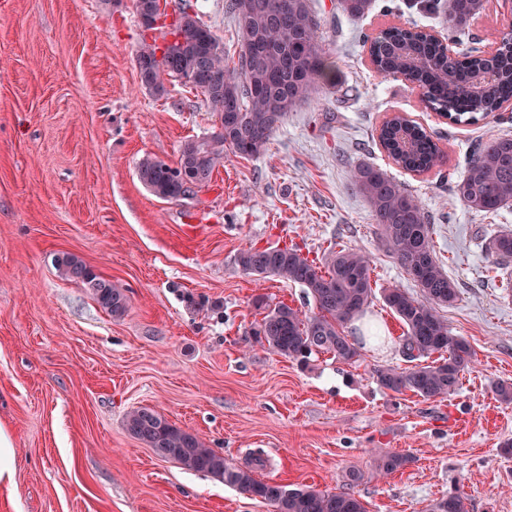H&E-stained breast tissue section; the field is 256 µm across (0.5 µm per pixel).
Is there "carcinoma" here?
Wrapping results in <instances>:
<instances>
[{"label":"carcinoma","instance_id":"carcinoma-1","mask_svg":"<svg viewBox=\"0 0 512 512\" xmlns=\"http://www.w3.org/2000/svg\"><path fill=\"white\" fill-rule=\"evenodd\" d=\"M373 3L337 0L336 9L362 18ZM484 3L449 0L448 28L463 29L485 9ZM134 8L145 29H155V19L165 29L162 46L145 42L136 50L142 85L161 93L167 79L182 80L201 92L217 123L211 136L184 141L173 165L151 156L140 160L137 177L159 199L179 200L192 187L208 185L227 146L241 157L259 155L288 112L317 85L334 80L309 0H227L225 10L240 34L233 64L222 39L202 22L192 0L174 3L169 24L160 0H134ZM369 52L379 74L404 72L420 88L425 108L444 112L456 123L475 124L512 101V38L494 56L477 49L450 55L423 28L390 27L371 39ZM378 139L394 164L409 172L430 169L441 154L431 134L401 113L387 119ZM352 180L371 206L380 243L421 291L418 298L401 288L384 290L387 306L406 327L402 353L410 360L438 355L411 368L380 367L374 370L376 383L396 394L411 391L425 400L447 397L456 392L474 352L464 337L452 334L439 313V308L457 299L458 289L434 253L429 215L417 197L378 166L355 168ZM456 193L469 209L486 214L512 204V135L501 134L472 148ZM489 249L499 266L512 268V233L493 238ZM56 264L64 278L90 288L112 317L125 315L126 288L101 277L74 254L57 257ZM235 265L244 274L299 285L314 305L310 313L286 304L268 311L251 328L255 342L300 362L318 352L343 362H355L361 356L359 343L345 334L344 325L362 316L374 297L371 263L363 251L333 249L316 262L293 247L250 245L238 252ZM125 428L156 449L158 456L218 478L272 506L274 512H368L352 492L290 488L260 480L253 469L230 465L223 454L154 408L129 411ZM376 462L378 473L388 476L410 459L380 449ZM430 512H468L467 494L456 487L435 501Z\"/></svg>","mask_w":512,"mask_h":512}]
</instances>
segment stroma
Returning <instances> with one entry per match:
<instances>
[{
  "instance_id": "35a3bbf8",
  "label": "stroma",
  "mask_w": 512,
  "mask_h": 512,
  "mask_svg": "<svg viewBox=\"0 0 512 512\" xmlns=\"http://www.w3.org/2000/svg\"><path fill=\"white\" fill-rule=\"evenodd\" d=\"M336 83L318 86L253 158L225 150L211 183L180 200L152 195L136 167L147 155L176 162L181 144L210 136L203 95L171 79L146 89L134 51L152 41L133 0H0V426L14 448L16 487L0 485V512H273L211 476L160 458L124 425L153 407L237 467L292 488L355 490L368 512H428L463 487L469 512H512V291L488 244L512 230V207L467 209L452 176L476 141L512 134V110L474 125L424 108L419 89L377 74L362 36L417 25L447 33V8L374 0L353 19L334 0H310ZM228 56L238 29L224 0H197ZM512 30V0H487L458 34V50L485 48ZM402 113L442 150L422 173L381 148L383 121ZM386 169L427 210L434 250L458 298L441 310L475 357L458 390L426 400L373 378L408 367L405 328L381 292L416 283L381 247L369 202L350 174ZM296 247L311 259L359 248L376 295L345 332L365 337L358 362L327 353L307 364L255 343V298L301 310L303 288L236 271L247 245ZM81 257L123 284L120 319L62 277L58 256ZM205 298L201 309L186 295ZM405 453L379 476L374 451ZM358 482H350V474Z\"/></svg>"
}]
</instances>
